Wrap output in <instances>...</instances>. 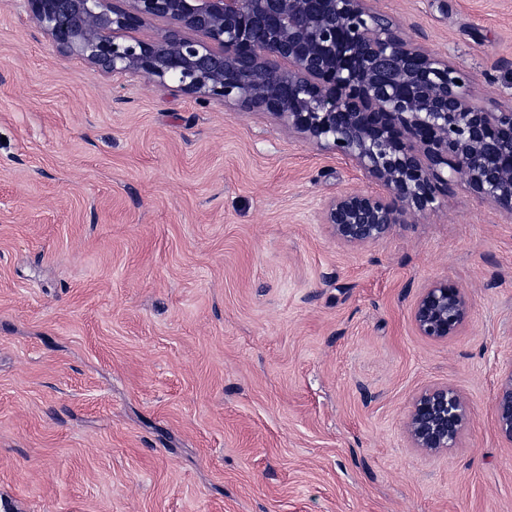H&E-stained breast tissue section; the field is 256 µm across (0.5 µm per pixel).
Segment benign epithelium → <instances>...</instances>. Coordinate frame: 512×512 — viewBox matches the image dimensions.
I'll return each instance as SVG.
<instances>
[{"label": "benign epithelium", "instance_id": "7a95c632", "mask_svg": "<svg viewBox=\"0 0 512 512\" xmlns=\"http://www.w3.org/2000/svg\"><path fill=\"white\" fill-rule=\"evenodd\" d=\"M373 0H27L64 53L91 66L170 81L206 104L264 112L288 130L355 162L382 193L344 191L320 221L353 247L376 243L407 218L434 211L455 181L512 217V112L474 103L448 60L402 35ZM161 20L153 41L127 33ZM424 336L446 339L468 315L446 280L412 310ZM494 409L512 444V363ZM468 404L442 385L415 398L408 431L417 448L455 444Z\"/></svg>", "mask_w": 512, "mask_h": 512}]
</instances>
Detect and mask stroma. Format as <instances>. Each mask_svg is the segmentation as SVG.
Instances as JSON below:
<instances>
[{"label": "stroma", "instance_id": "obj_1", "mask_svg": "<svg viewBox=\"0 0 512 512\" xmlns=\"http://www.w3.org/2000/svg\"><path fill=\"white\" fill-rule=\"evenodd\" d=\"M375 5L512 111V0ZM377 189L0 0V512H512V219L455 182L367 247L318 223ZM437 279L469 302L444 340L411 315ZM433 385L470 408L440 452L406 426ZM494 409L500 436L512 444V363L503 372L495 395Z\"/></svg>", "mask_w": 512, "mask_h": 512}]
</instances>
